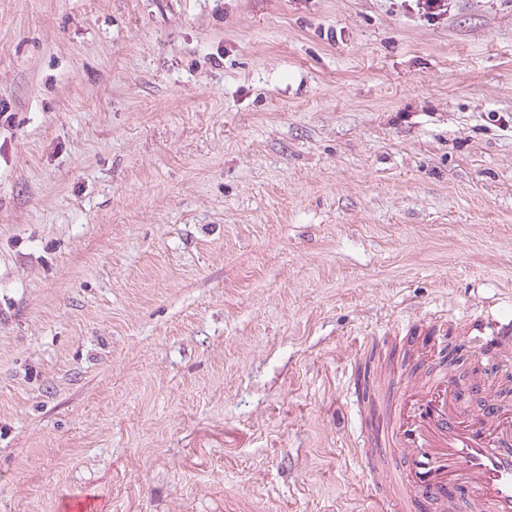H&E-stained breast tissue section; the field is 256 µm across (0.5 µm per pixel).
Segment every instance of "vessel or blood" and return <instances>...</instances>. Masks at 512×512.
Listing matches in <instances>:
<instances>
[{"instance_id": "1", "label": "vessel or blood", "mask_w": 512, "mask_h": 512, "mask_svg": "<svg viewBox=\"0 0 512 512\" xmlns=\"http://www.w3.org/2000/svg\"><path fill=\"white\" fill-rule=\"evenodd\" d=\"M414 365L403 380L381 375L378 420L360 463L376 477L382 512H512V407L487 397L464 409L437 356V340L406 335ZM465 348H495L512 364V321L470 324Z\"/></svg>"}]
</instances>
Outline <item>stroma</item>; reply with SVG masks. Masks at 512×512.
<instances>
[{
  "label": "stroma",
  "instance_id": "stroma-1",
  "mask_svg": "<svg viewBox=\"0 0 512 512\" xmlns=\"http://www.w3.org/2000/svg\"><path fill=\"white\" fill-rule=\"evenodd\" d=\"M0 512H376L358 386L512 320V0H0Z\"/></svg>",
  "mask_w": 512,
  "mask_h": 512
}]
</instances>
